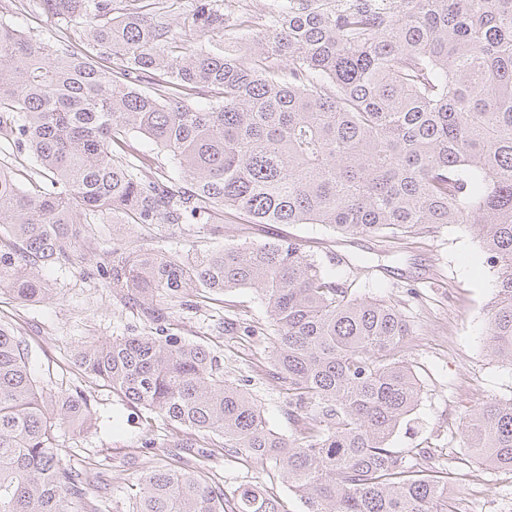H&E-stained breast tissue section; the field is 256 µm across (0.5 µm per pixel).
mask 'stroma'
Masks as SVG:
<instances>
[{"label":"stroma","mask_w":512,"mask_h":512,"mask_svg":"<svg viewBox=\"0 0 512 512\" xmlns=\"http://www.w3.org/2000/svg\"><path fill=\"white\" fill-rule=\"evenodd\" d=\"M0 20L33 40L78 43L76 28L32 10L28 0H0ZM83 248L73 264L45 270L53 288L49 299L21 303L0 291V324L10 327L29 350V365L46 392L87 391L95 424L60 431L62 456L87 480V502L78 512H126L129 483L153 466L202 470L211 481L233 491L258 486L282 499L287 512H304L299 497L274 481L271 463L229 455L206 442L194 448L167 447L171 424L155 413L136 412L104 387L89 385L74 364V350L86 341H105L127 333L154 332L138 308L125 304L103 276L113 251L135 243L183 251L194 244L219 249L244 240L263 243L295 238L322 262L338 282H350L362 297L398 305L412 334L405 359L421 384L420 401L390 444L407 458L426 449L422 466L447 471L448 493L456 512H512V473L493 470L464 448L458 428L464 414L490 398H512V365L491 356L485 336L486 306L495 296V274L482 264L481 246L462 227L451 224L427 236L398 240L355 236L336 239L321 224L225 223L214 235L205 224L111 225L80 227ZM238 320L224 328L225 316ZM171 333L205 346L224 364V377L246 385L270 424L290 437L287 396L268 375L265 349L269 318L261 296L241 289L224 296L191 298L164 311Z\"/></svg>","instance_id":"35a3bbf8"}]
</instances>
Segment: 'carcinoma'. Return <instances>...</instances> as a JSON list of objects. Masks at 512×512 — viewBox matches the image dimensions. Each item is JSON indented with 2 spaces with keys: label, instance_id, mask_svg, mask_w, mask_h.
Returning <instances> with one entry per match:
<instances>
[{
  "label": "carcinoma",
  "instance_id": "carcinoma-1",
  "mask_svg": "<svg viewBox=\"0 0 512 512\" xmlns=\"http://www.w3.org/2000/svg\"><path fill=\"white\" fill-rule=\"evenodd\" d=\"M83 34L89 52L34 43L0 23V139L33 174L0 163V289L48 298L45 267L80 254L76 224H322L395 239L457 224L495 270L491 355L512 365V0H282L253 50L209 49L220 0H32ZM199 45L171 55L170 17ZM112 57V75L95 57ZM154 81L147 92L141 83ZM203 95L199 107L192 96ZM150 139L173 163L125 151ZM121 299L152 321L190 292L261 294L269 375L284 387L285 438L218 357L157 328L83 343L94 385L167 421L266 460L305 512H455L448 481L406 466L389 440L421 397L396 304L360 298L293 239L201 253L112 257ZM92 419L84 391L41 388L28 348L0 325V512H72L86 496L59 430ZM463 446L512 472V398L464 415ZM128 512H283L256 486L227 494L199 471L148 469ZM127 143L130 145V150L137 154H149L154 158V162L156 164L152 166L151 169H148L145 174L150 177H155L157 175H163L161 172L170 173L172 170V163L165 153L159 152V150L152 144L150 140L143 137L139 134H131L127 138ZM158 157V159H157Z\"/></svg>",
  "mask_w": 512,
  "mask_h": 512
}]
</instances>
